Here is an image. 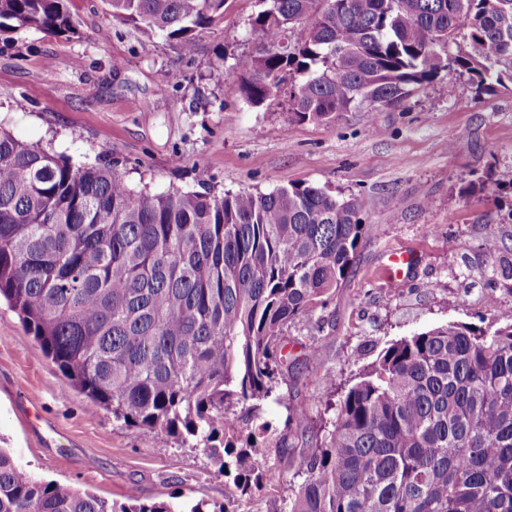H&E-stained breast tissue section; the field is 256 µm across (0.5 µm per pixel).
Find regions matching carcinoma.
I'll use <instances>...</instances> for the list:
<instances>
[{
	"mask_svg": "<svg viewBox=\"0 0 512 512\" xmlns=\"http://www.w3.org/2000/svg\"><path fill=\"white\" fill-rule=\"evenodd\" d=\"M113 19L185 55L226 0H104ZM254 52L232 95L254 106L286 81L289 111L327 123L366 102L400 105L443 71L479 90L512 84V0H260ZM305 36L293 43L297 27ZM74 29L66 0H0V34ZM463 38L454 57L448 44ZM356 198L305 183L271 192L132 188L109 163L75 166L0 127V297L40 350L116 423L202 449L240 512L280 481L285 447L261 406L297 359L288 328L318 310L363 239ZM492 277L512 252L489 231ZM322 442L301 449L288 512H512V313L448 323L388 344L333 400ZM0 512H177L136 493L109 502L41 482L0 448Z\"/></svg>",
	"mask_w": 512,
	"mask_h": 512,
	"instance_id": "carcinoma-1",
	"label": "carcinoma"
}]
</instances>
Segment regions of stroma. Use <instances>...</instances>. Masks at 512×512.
<instances>
[{
	"instance_id": "stroma-1",
	"label": "stroma",
	"mask_w": 512,
	"mask_h": 512,
	"mask_svg": "<svg viewBox=\"0 0 512 512\" xmlns=\"http://www.w3.org/2000/svg\"><path fill=\"white\" fill-rule=\"evenodd\" d=\"M73 36L34 29L0 35V127L73 164L109 161L137 189L269 192L294 183L361 199L364 237L353 267L327 300L318 357L302 356L304 324L288 331L300 361L282 393L308 403L325 379L343 386L387 344L448 323L487 326L512 312V281L490 284L489 231L512 249V84L478 93L470 74L440 75L403 107L367 103L328 123L298 122L288 90L255 106L229 96L238 55L256 40L257 0H226L195 32L193 56L175 42L108 18L104 0H71ZM180 73L178 87L168 84ZM180 165H173V157ZM491 175L502 192L467 191ZM409 263L402 287L384 280L389 254ZM284 405L262 417L284 434L278 485L242 512H286L302 437L322 434L310 408L304 431ZM0 447L41 481L108 501L224 500L216 462L199 449L122 428L79 393L0 300Z\"/></svg>"
}]
</instances>
